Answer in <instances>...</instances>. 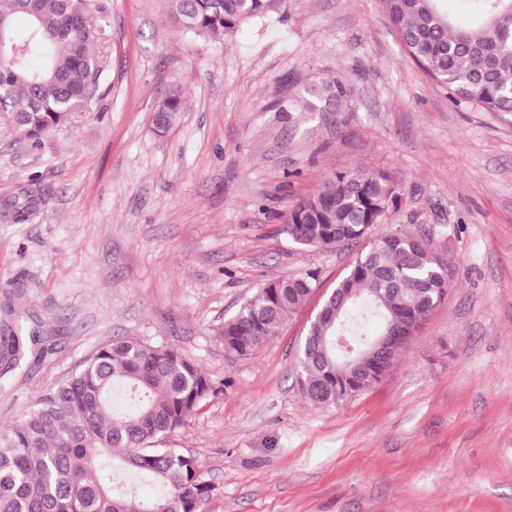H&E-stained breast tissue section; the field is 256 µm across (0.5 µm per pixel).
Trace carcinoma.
<instances>
[{
  "label": "carcinoma",
  "instance_id": "obj_1",
  "mask_svg": "<svg viewBox=\"0 0 512 512\" xmlns=\"http://www.w3.org/2000/svg\"><path fill=\"white\" fill-rule=\"evenodd\" d=\"M173 18L200 36L230 38L243 24L288 12V0H170ZM446 0H382L414 62L448 90L457 105L512 112V0H477L461 16ZM90 0H0V31L17 47L16 60L0 63V112L12 130L37 147L85 109L102 68ZM28 20L18 33L16 17ZM349 92L334 79L306 86L300 100L279 111L338 113ZM182 108L178 90L155 109L164 131ZM404 188L391 173L353 167L329 175L316 192L288 212L283 232L297 248L330 249L360 242L399 206ZM42 197L26 188L4 203L16 222ZM438 227L390 229L370 241L347 274L324 295L300 347L297 383L312 404L338 407L379 384L399 356L388 357L377 337L408 332L447 296L453 270L436 251ZM316 288V273L271 279L215 329L229 357H248L278 337ZM354 347L346 366L336 337ZM0 343V359L14 367L23 341ZM219 389L195 360L173 346L134 337L97 348L82 367L0 425V512H201L214 487L200 480L198 459L165 443L183 430ZM160 487L153 500L138 496L135 479Z\"/></svg>",
  "mask_w": 512,
  "mask_h": 512
}]
</instances>
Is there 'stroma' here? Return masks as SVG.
Here are the masks:
<instances>
[{"label": "stroma", "instance_id": "stroma-1", "mask_svg": "<svg viewBox=\"0 0 512 512\" xmlns=\"http://www.w3.org/2000/svg\"><path fill=\"white\" fill-rule=\"evenodd\" d=\"M103 73L86 110L34 147L0 114V201L37 181L32 220L0 217V331L44 336L0 364V423L100 345L175 346L224 388L175 439L213 492L203 512H512V113L453 105L381 0H290L225 40L183 31L168 0H92ZM331 77L342 117L274 104ZM179 89L165 132L151 115ZM356 165L406 191L372 235L443 226L445 299L389 374L340 407L307 402L299 345L360 244L299 251L292 205ZM317 289L281 335L227 358L213 329L266 280Z\"/></svg>", "mask_w": 512, "mask_h": 512}]
</instances>
